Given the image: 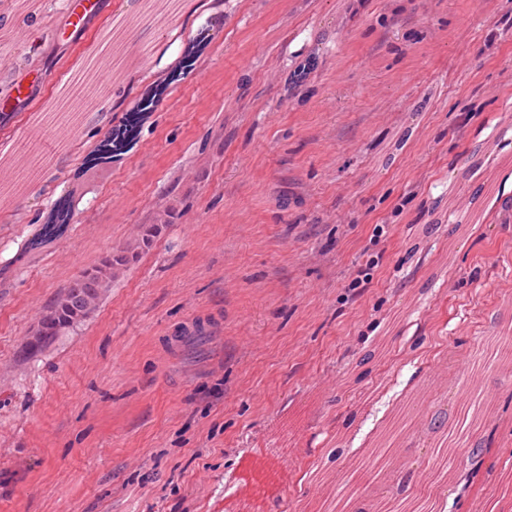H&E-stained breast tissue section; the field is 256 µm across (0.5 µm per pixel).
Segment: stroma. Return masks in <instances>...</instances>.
Listing matches in <instances>:
<instances>
[{"mask_svg": "<svg viewBox=\"0 0 512 512\" xmlns=\"http://www.w3.org/2000/svg\"><path fill=\"white\" fill-rule=\"evenodd\" d=\"M63 2L0 0V91L31 51L50 68L0 126V166L37 171L0 192V512H305L328 482L341 512L403 486L416 512H512V0H111L52 42ZM106 30L140 62L54 151ZM166 209L34 345L61 287ZM476 387L488 452L446 471ZM170 214V210L162 211L155 216L151 224L141 225L140 234L133 245L111 253L107 259L110 261L111 269L109 276H102L100 267L96 266L86 269L63 285L40 319L34 334L38 336L35 344L59 336L66 328L88 317L102 301L108 288H111L112 280L138 257L140 251L151 246L154 238L160 233L162 224H167Z\"/></svg>", "mask_w": 512, "mask_h": 512, "instance_id": "35a3bbf8", "label": "stroma"}]
</instances>
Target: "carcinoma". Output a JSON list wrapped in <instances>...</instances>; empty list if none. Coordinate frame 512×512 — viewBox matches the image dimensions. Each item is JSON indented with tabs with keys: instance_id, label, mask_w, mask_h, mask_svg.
<instances>
[{
	"instance_id": "obj_1",
	"label": "carcinoma",
	"mask_w": 512,
	"mask_h": 512,
	"mask_svg": "<svg viewBox=\"0 0 512 512\" xmlns=\"http://www.w3.org/2000/svg\"><path fill=\"white\" fill-rule=\"evenodd\" d=\"M170 214L169 210L162 211L151 223L141 225L140 234L133 245L111 253L109 276H102L100 267L96 266L86 269L63 285L40 319L35 344L60 335L66 328L88 317L106 295L112 280L138 257L140 251L151 246L154 238L160 233L161 226L167 223ZM70 219L71 210L67 207L60 208L55 222L44 225L40 242L57 237L62 228L70 223ZM457 433L465 438V443L471 445V456L479 457L487 452V449L483 448V440L475 437L473 428L466 420H461Z\"/></svg>"
}]
</instances>
